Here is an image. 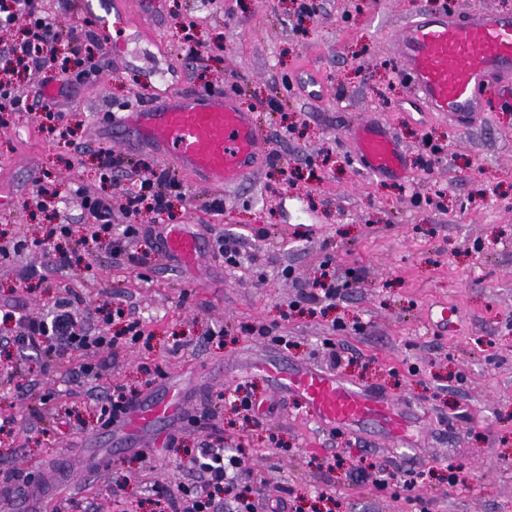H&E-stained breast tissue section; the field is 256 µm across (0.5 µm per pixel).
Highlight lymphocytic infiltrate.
I'll return each instance as SVG.
<instances>
[{"label": "lymphocytic infiltrate", "instance_id": "1", "mask_svg": "<svg viewBox=\"0 0 512 512\" xmlns=\"http://www.w3.org/2000/svg\"><path fill=\"white\" fill-rule=\"evenodd\" d=\"M16 26L21 36L0 47V60L34 68L43 73L45 82L60 80L62 64L72 57H94L93 52L83 49L84 44L97 43L94 32L80 35L63 29L54 15L37 8L35 0H0V29ZM97 155L99 180L106 192L82 197V208L92 219L88 239L113 260L149 268L158 246L148 240L137 218L146 210L159 216L171 215L173 200L185 198L186 188L167 169L140 173L124 153L111 148H99ZM117 211L126 219L120 226L113 222ZM0 321L14 323L17 332L8 342L15 346L19 357L30 352L55 359L79 354L85 358L79 375L87 379L99 375L100 366L94 363V356L115 344L114 337L94 333L88 315L69 300L58 302L42 318L8 308L0 311ZM189 462L196 475L193 483L179 485L174 491L164 487L157 490L166 512H255L248 484L251 474L243 470L239 454L226 452L223 429L203 426L201 442L191 449Z\"/></svg>", "mask_w": 512, "mask_h": 512}]
</instances>
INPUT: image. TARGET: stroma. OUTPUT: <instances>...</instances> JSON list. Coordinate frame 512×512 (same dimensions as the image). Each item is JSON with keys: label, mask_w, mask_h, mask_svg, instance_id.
<instances>
[{"label": "stroma", "mask_w": 512, "mask_h": 512, "mask_svg": "<svg viewBox=\"0 0 512 512\" xmlns=\"http://www.w3.org/2000/svg\"><path fill=\"white\" fill-rule=\"evenodd\" d=\"M473 3L512 12V0H323L300 26L293 0H150L141 22L151 38L126 29L124 51H97V73L70 70L55 109L73 143L54 139L41 113H10L0 126V234L13 239L44 238L66 220L82 226L74 190L103 193L95 153L114 144L111 114L150 103L152 70H164L165 84L178 90L237 89L264 152L240 187L216 192L185 180L174 221L200 238L196 266L163 252L144 276L102 251L57 271L37 249L0 258V306L40 318L67 297L118 339L97 356L99 378L82 382L73 379L80 358L22 361L0 346V469L44 475L73 460L85 467L62 494L38 492L34 512H113L117 496L125 512H162L153 488L190 483L187 452L200 432L188 418L205 412L225 442L243 446V468L266 480L256 499L287 488L292 512H512V107H493L467 131L414 111L393 54L411 17ZM191 43L206 68L188 56ZM272 99L282 108L270 118ZM361 120L384 123L408 148L405 177L361 166L345 134ZM272 153L280 165L269 163ZM213 200L221 210L204 209ZM222 232L239 236L250 268L225 267L216 246ZM328 256L337 275L360 269L359 286L321 311L297 303ZM30 267L37 276L25 277ZM441 303L454 312L445 325L426 318ZM105 304L140 316L148 342L122 341L124 323L106 321ZM261 325L277 328L289 347L252 335ZM327 339L339 367L330 365ZM267 359L331 367L408 406L412 438L319 427L259 371ZM146 363L163 376L148 379ZM168 376L183 381L179 446L113 450L99 419L103 397L117 386L145 394ZM240 384L265 407L259 424L230 402ZM45 393L78 415L73 431H55L39 404ZM452 464L466 483L449 485ZM382 467L395 476L385 490L347 477ZM419 470L425 480L406 488Z\"/></svg>", "instance_id": "obj_1"}]
</instances>
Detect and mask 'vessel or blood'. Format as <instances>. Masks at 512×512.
<instances>
[{
	"instance_id": "vessel-or-blood-1",
	"label": "vessel or blood",
	"mask_w": 512,
	"mask_h": 512,
	"mask_svg": "<svg viewBox=\"0 0 512 512\" xmlns=\"http://www.w3.org/2000/svg\"><path fill=\"white\" fill-rule=\"evenodd\" d=\"M396 56L414 99L428 111L446 114L459 127L486 112L490 95L512 99V14L473 6L442 14L423 12L412 18L398 40ZM162 104L135 108L112 119L114 140L125 148L151 145L159 159L202 178L221 190L249 180L259 158L252 113L234 96L220 92L164 93ZM364 167L376 174L400 177L406 172L403 146L386 127L366 122L349 131ZM163 247L183 264L201 253L198 239L185 225L163 227ZM280 392L290 395L312 419L325 427H354L367 421L381 425L394 439L404 436L406 419L395 401L368 395L323 369H286L266 365ZM178 396L140 399L125 414V438L147 447L161 446L168 431L159 422L181 409Z\"/></svg>"
}]
</instances>
